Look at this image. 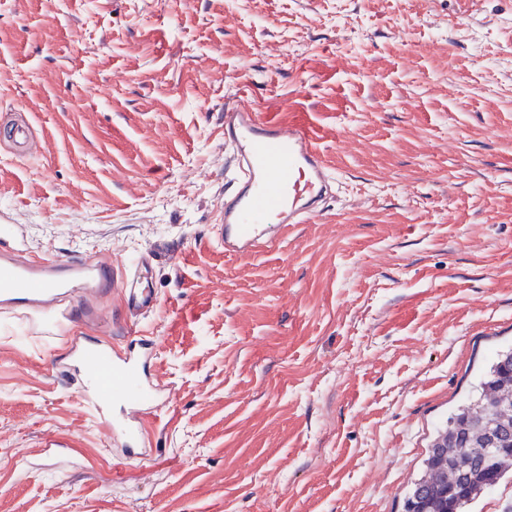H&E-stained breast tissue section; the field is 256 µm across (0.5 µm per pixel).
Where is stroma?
I'll return each mask as SVG.
<instances>
[{
  "label": "stroma",
  "mask_w": 512,
  "mask_h": 512,
  "mask_svg": "<svg viewBox=\"0 0 512 512\" xmlns=\"http://www.w3.org/2000/svg\"><path fill=\"white\" fill-rule=\"evenodd\" d=\"M308 125L340 185L274 247L210 232L224 107ZM0 211L51 258L147 259L94 325L0 312V512H403L512 348V0H0ZM153 333L169 399L125 459L59 367ZM57 453H47L49 444ZM122 478H114L115 470ZM125 269L122 292L126 309L135 315L152 312L158 304V298L150 289L140 288L143 278V262H134L125 266Z\"/></svg>",
  "instance_id": "stroma-1"
}]
</instances>
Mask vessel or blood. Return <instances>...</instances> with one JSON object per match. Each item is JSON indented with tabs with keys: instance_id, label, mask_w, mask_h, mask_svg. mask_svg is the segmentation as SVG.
<instances>
[{
	"instance_id": "b4317fda",
	"label": "vessel or blood",
	"mask_w": 512,
	"mask_h": 512,
	"mask_svg": "<svg viewBox=\"0 0 512 512\" xmlns=\"http://www.w3.org/2000/svg\"><path fill=\"white\" fill-rule=\"evenodd\" d=\"M224 147L233 188L211 226V239L225 253L248 255L276 243L294 225L323 211L337 175L323 158L313 131L259 115L239 104L224 108ZM6 214H0V307L57 317L58 296L76 300L84 317L112 291V267L91 258L51 259L28 254ZM144 264L127 266L125 306L135 315L152 312L158 298L141 285ZM161 351L156 338L128 335L120 348L74 337L64 371L81 378L80 399L104 424L111 441L130 459H145L147 422L165 406L157 379Z\"/></svg>"
}]
</instances>
